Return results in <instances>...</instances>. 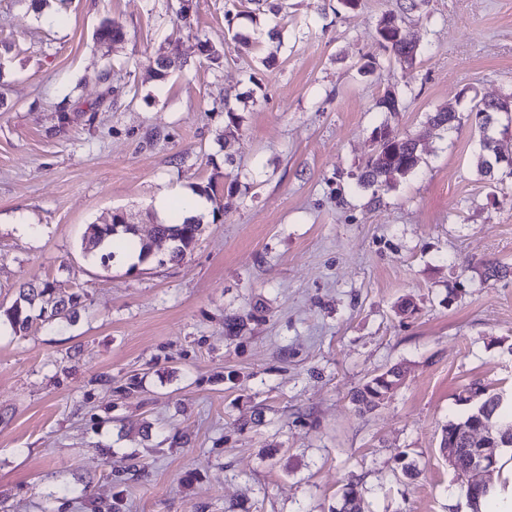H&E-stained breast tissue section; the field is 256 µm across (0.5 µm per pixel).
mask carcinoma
I'll return each mask as SVG.
<instances>
[{"instance_id":"obj_1","label":"carcinoma","mask_w":512,"mask_h":512,"mask_svg":"<svg viewBox=\"0 0 512 512\" xmlns=\"http://www.w3.org/2000/svg\"><path fill=\"white\" fill-rule=\"evenodd\" d=\"M425 3V0H407V3L398 6V10H391L383 14L377 21L376 33L378 41L389 58L396 62H405L411 67L420 54L419 44L409 38L404 26V14ZM125 38L123 26L114 19L103 20L95 33L97 43L103 48H110L112 44ZM178 60L176 49L172 48L167 54L154 60L155 76L163 79ZM402 105V96L388 90L376 102V108L381 112H398ZM493 107V103L477 100L473 103L467 116L462 117L457 112L448 111L442 106L429 113L428 122L436 127L452 129L463 124V120H474L472 126L479 132L482 151L493 157L500 152V141L490 144L483 139L484 130L479 121L480 112ZM227 122L224 130L218 134L219 140L227 141L240 128V117L228 105L224 106ZM377 146L368 158L356 177V187L372 190V196L378 192L393 187L394 176L409 175L419 167L422 157L419 143L408 136L395 134L387 124L383 123L375 129ZM202 218L198 216L181 217L175 215L171 222L156 226L157 234L170 240L171 248L167 255L170 262L180 263L193 250L201 234ZM89 247L86 252L95 253L106 241L121 234L124 239L125 250L137 254L139 262L147 261L151 256L150 245L137 237L134 226L116 227V223L92 224ZM81 305V295L72 292L63 296L56 295V289L50 281L38 285L29 284L19 289L18 298L11 307L0 311V318L6 317L15 335L26 334L33 323L34 311L46 321H70L78 313ZM402 371L399 366H393L376 374L360 385L351 395L352 403L360 411H371L384 404L397 390ZM478 398L476 407L465 416L448 420L441 431L440 449H455V462L451 466L460 489L470 503L474 512H496V503L493 500L494 490L485 487L481 490L469 486L468 472L474 458V449L482 446L499 444L504 439L512 441V422L500 427L492 438L484 443H475L470 435L477 432L480 421L496 418L501 408V397L494 390L484 385H473L466 388L458 401L469 402ZM330 512H365L364 500L354 482H349L336 501Z\"/></svg>"}]
</instances>
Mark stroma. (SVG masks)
Instances as JSON below:
<instances>
[{
    "mask_svg": "<svg viewBox=\"0 0 512 512\" xmlns=\"http://www.w3.org/2000/svg\"><path fill=\"white\" fill-rule=\"evenodd\" d=\"M394 6L285 0L245 48L250 0H192L188 29L178 0H71L61 23L0 0V305L53 279L86 300L73 321L0 329V512H329L351 481L369 512H471L439 444L464 388L512 400V177L479 174L470 125L427 116L512 94V0L410 11V71L376 34ZM107 17L125 37L105 54ZM174 40L183 66L158 79L148 62ZM407 85L402 111H376ZM384 122L424 151L376 201L354 178ZM228 179L183 262L85 254L113 212L147 239L160 190ZM394 365L402 386L358 412L352 391Z\"/></svg>",
    "mask_w": 512,
    "mask_h": 512,
    "instance_id": "stroma-1",
    "label": "stroma"
}]
</instances>
